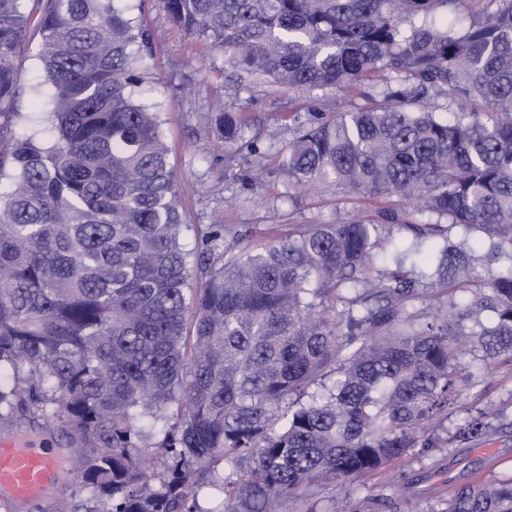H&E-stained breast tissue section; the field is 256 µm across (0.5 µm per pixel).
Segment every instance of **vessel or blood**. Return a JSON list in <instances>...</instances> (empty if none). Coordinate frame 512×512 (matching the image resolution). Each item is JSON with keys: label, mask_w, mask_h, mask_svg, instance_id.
I'll use <instances>...</instances> for the list:
<instances>
[{"label": "vessel or blood", "mask_w": 512, "mask_h": 512, "mask_svg": "<svg viewBox=\"0 0 512 512\" xmlns=\"http://www.w3.org/2000/svg\"><path fill=\"white\" fill-rule=\"evenodd\" d=\"M63 461L44 441L0 437V501L21 505L50 496Z\"/></svg>", "instance_id": "1"}]
</instances>
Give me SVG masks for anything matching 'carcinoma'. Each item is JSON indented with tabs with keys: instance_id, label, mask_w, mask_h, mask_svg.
Wrapping results in <instances>:
<instances>
[{
	"instance_id": "obj_1",
	"label": "carcinoma",
	"mask_w": 512,
	"mask_h": 512,
	"mask_svg": "<svg viewBox=\"0 0 512 512\" xmlns=\"http://www.w3.org/2000/svg\"><path fill=\"white\" fill-rule=\"evenodd\" d=\"M118 2L0 0V421L69 427L105 512H202L219 459L224 512H283L430 444L465 357L512 360V0L466 24L464 0H159L249 75L386 74L370 107L289 115L278 153L290 189L400 205L259 247L185 222L161 104L136 93L151 37ZM31 31L44 85L17 135ZM215 131L263 169L239 113ZM379 253L396 268L376 276ZM489 431L481 413L456 436ZM443 512H512V479Z\"/></svg>"
}]
</instances>
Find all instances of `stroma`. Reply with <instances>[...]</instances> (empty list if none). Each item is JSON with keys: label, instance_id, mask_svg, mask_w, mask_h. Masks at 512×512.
<instances>
[{"label": "stroma", "instance_id": "stroma-1", "mask_svg": "<svg viewBox=\"0 0 512 512\" xmlns=\"http://www.w3.org/2000/svg\"><path fill=\"white\" fill-rule=\"evenodd\" d=\"M124 8L152 36L149 73L137 90L142 101L160 102L169 158L184 186L183 208L191 224L250 227L251 244L268 240L272 224H333L375 209L370 200L347 201L327 193L311 197L288 188L279 175L280 157L264 158L272 177L253 182L245 158L229 160L212 131L215 113H241L249 134L287 142L292 112H332L337 106L367 105L384 79L372 74L353 92L300 91L260 81L224 63L221 50L185 35L158 0H124ZM467 377L433 448H412L380 472L347 486L351 512H443L448 498L464 485L512 478V364L484 363L481 352L465 360ZM488 412L492 432L482 439L460 441L453 434L464 417ZM498 464L489 467V455ZM95 505L92 488L81 477L67 479L61 492L28 505L24 512H72L79 504Z\"/></svg>", "mask_w": 512, "mask_h": 512}]
</instances>
